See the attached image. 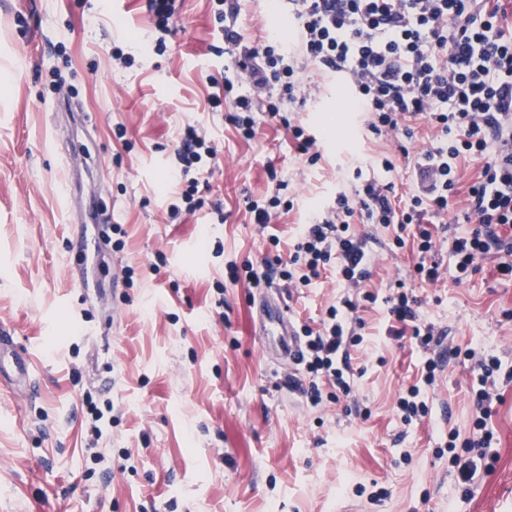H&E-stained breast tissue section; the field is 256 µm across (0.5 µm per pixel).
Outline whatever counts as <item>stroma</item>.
I'll use <instances>...</instances> for the list:
<instances>
[{"instance_id": "obj_1", "label": "stroma", "mask_w": 512, "mask_h": 512, "mask_svg": "<svg viewBox=\"0 0 512 512\" xmlns=\"http://www.w3.org/2000/svg\"><path fill=\"white\" fill-rule=\"evenodd\" d=\"M238 7L245 40L275 34L269 0ZM148 30L146 0H0V322L13 325L34 373L29 386L0 382V512H512V281L484 260L455 282L448 252L469 228L463 196L439 217L430 285L390 229L353 225L373 256L364 289L376 300L356 313L350 396L323 382L311 404L287 381L293 372L310 382L304 366L263 354L251 332L252 303L271 291L296 326H318L347 292L335 271L307 286L230 280L231 266L288 259L299 224L353 191V158L390 157L388 179L406 193L404 154L423 147L427 126L403 147L370 133L347 94L310 67L308 105L285 112L318 139L321 158L309 164L279 120L257 114L246 140L228 112L211 110L232 59L214 49L211 0H181L165 51L150 48ZM116 47L129 64L113 61ZM63 97L95 120L57 110ZM188 124L210 133L219 161L199 184L200 209L175 215L169 164ZM78 145L97 163L113 223L103 302L81 298L79 227L64 202ZM274 195L294 207L260 228L247 203ZM216 203L220 224L209 221ZM401 282L445 344L502 363L493 446L473 482L460 479L448 441L472 434L475 360H447L424 389L422 420L398 413L426 359L411 333L391 330L385 299ZM90 400L111 409L98 434Z\"/></svg>"}]
</instances>
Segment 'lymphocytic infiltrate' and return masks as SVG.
Wrapping results in <instances>:
<instances>
[{
  "label": "lymphocytic infiltrate",
  "instance_id": "lymphocytic-infiltrate-1",
  "mask_svg": "<svg viewBox=\"0 0 512 512\" xmlns=\"http://www.w3.org/2000/svg\"><path fill=\"white\" fill-rule=\"evenodd\" d=\"M289 5L294 36L250 45L236 28L237 0H212L218 32L237 54L223 95L209 103L230 105L244 139L255 136L257 113L273 118L286 105L306 104L300 74L311 64L326 76H341L371 133L410 140L423 120L435 134L434 144L413 159L416 180L405 201H397L386 179L394 169L390 159L377 165L361 159L353 194H338L330 209L299 225L290 262L302 268L300 283L310 285L332 266L345 284L359 287L369 274L371 254L366 239L350 230L356 222L391 228L396 247L412 245L419 255L420 280H437V265L424 262L435 246L428 225L461 190L460 165L467 160L480 167L464 189L471 228L450 247L456 278L467 279L479 261L490 258L497 260L498 274L511 280L512 24L501 0H289ZM240 81L249 84L250 93H235ZM216 160L205 131L186 125L169 177L181 186L187 212L197 210L194 192ZM387 303L396 322L411 323L421 348L441 346L433 326L418 323L419 300L412 292L398 291ZM356 310L351 298H343L329 308L320 328L302 330L308 373L332 381L345 395L355 378L349 348L361 340ZM478 366L477 416L464 443L468 452L490 447L493 440L488 404L501 362L491 357Z\"/></svg>",
  "mask_w": 512,
  "mask_h": 512
}]
</instances>
